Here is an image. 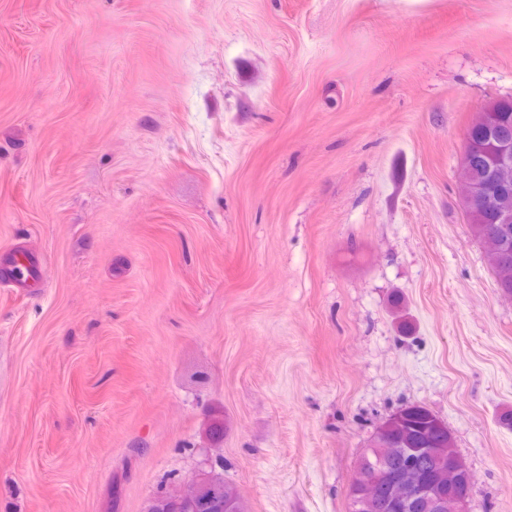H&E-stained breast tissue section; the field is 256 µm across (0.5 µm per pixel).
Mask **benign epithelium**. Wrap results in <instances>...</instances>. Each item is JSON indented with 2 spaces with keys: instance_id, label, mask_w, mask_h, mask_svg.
I'll use <instances>...</instances> for the list:
<instances>
[{
  "instance_id": "benign-epithelium-1",
  "label": "benign epithelium",
  "mask_w": 512,
  "mask_h": 512,
  "mask_svg": "<svg viewBox=\"0 0 512 512\" xmlns=\"http://www.w3.org/2000/svg\"><path fill=\"white\" fill-rule=\"evenodd\" d=\"M488 138L493 141L497 154V166L506 170L512 167V135L500 130L495 123L485 126ZM475 144L471 131H466L461 155L463 178L462 202L468 212L494 209L499 200L512 194V182L490 169L483 181L474 177ZM499 227L496 238L501 247L503 264H508L512 253V214L498 213ZM381 447L397 454L395 465L381 468L371 476H356L353 483V499L357 512L379 505L383 512H412L418 501L430 502L434 512H469L468 502L473 484L472 471L463 458L455 451L448 454V482L456 483V495L445 500L432 496V489L426 483L418 464L419 456L428 452L426 448H405L399 439L381 437ZM173 503H188L193 512H239L241 500L230 497L224 501L202 498L196 479L192 478L181 489L176 490L155 503L156 512H168Z\"/></svg>"
}]
</instances>
